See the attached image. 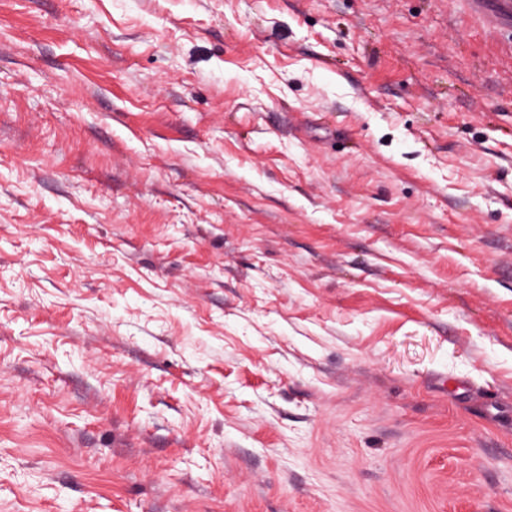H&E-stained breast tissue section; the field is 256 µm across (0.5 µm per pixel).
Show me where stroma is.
<instances>
[{
  "mask_svg": "<svg viewBox=\"0 0 512 512\" xmlns=\"http://www.w3.org/2000/svg\"><path fill=\"white\" fill-rule=\"evenodd\" d=\"M0 512H512V39L0 0Z\"/></svg>",
  "mask_w": 512,
  "mask_h": 512,
  "instance_id": "35a3bbf8",
  "label": "stroma"
}]
</instances>
